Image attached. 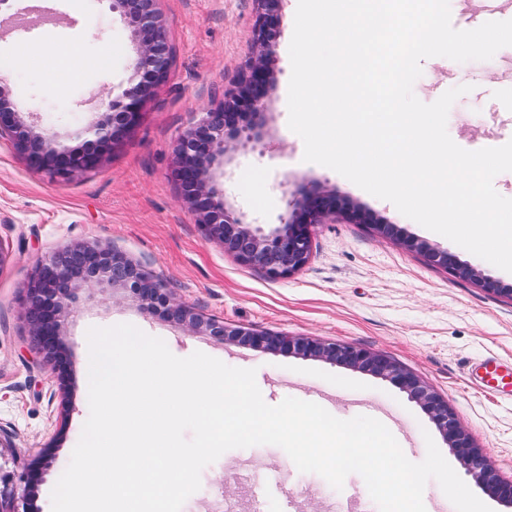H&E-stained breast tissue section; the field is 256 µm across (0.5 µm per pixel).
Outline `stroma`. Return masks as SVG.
Here are the masks:
<instances>
[{"mask_svg":"<svg viewBox=\"0 0 512 512\" xmlns=\"http://www.w3.org/2000/svg\"><path fill=\"white\" fill-rule=\"evenodd\" d=\"M298 0H285L277 38V83L262 118L263 138L230 151L212 169L219 191L247 224L274 227L290 193L320 186L348 196L402 234L448 250L502 286L505 272L402 215L337 172L303 160L304 143L288 127L289 45ZM171 47L166 81L141 125L95 170L53 180L31 169L0 136V468L12 475L13 505L24 508L28 465L50 454L36 512H52L51 493L89 416L87 331L129 323L165 341L178 357L201 351L226 365L252 368L266 403L294 397L336 418L381 421L407 458L423 461L433 439L455 472L463 467L428 414L389 381L295 355L222 345L154 316L122 291L84 297L66 327V357L47 364L24 317L25 288L55 251L79 241L112 246L146 267L176 300L207 317L355 345L390 356L419 376L457 414L473 442L512 481V399L468 380L473 362L512 360V298L451 276L425 258L345 220L318 224L306 265L273 279L206 239L174 178L176 144L202 113L219 107L250 59L256 0H160ZM452 24L471 30L512 20V0H450ZM38 25L32 46L15 33V12ZM131 33L108 0H13L0 12V79L22 114L54 112L56 140L86 137L102 109L130 86ZM465 85L447 130L475 151L512 140V49L492 59L423 63L413 90L424 103ZM379 512L363 478L342 489L298 470L274 445L232 449L201 472V487L181 512Z\"/></svg>","mask_w":512,"mask_h":512,"instance_id":"35a3bbf8","label":"stroma"}]
</instances>
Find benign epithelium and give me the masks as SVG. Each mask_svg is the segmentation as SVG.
Instances as JSON below:
<instances>
[{
	"instance_id": "7a95c632",
	"label": "benign epithelium",
	"mask_w": 512,
	"mask_h": 512,
	"mask_svg": "<svg viewBox=\"0 0 512 512\" xmlns=\"http://www.w3.org/2000/svg\"><path fill=\"white\" fill-rule=\"evenodd\" d=\"M111 2L112 12L125 20L132 33V86L121 98L112 101L106 119L97 125L93 138L75 146H56L55 135L27 122L15 109L9 91L0 86V135H8L28 164L41 172L68 178L96 168L140 125L148 99L168 76L171 51L158 8L159 0ZM257 3L253 26L255 52L235 88L224 96V104L204 112L181 137L175 177L206 238L221 243L225 252L240 261L261 267L270 277L283 278L306 264L311 251V228L316 224H329L343 218L366 224L387 236L398 234V229L318 187L291 197L280 224L269 231L243 223L221 198L213 180L212 166L220 156L238 145L261 141L260 126L252 118L265 111L268 92L275 85L273 62L283 0H257ZM400 240L407 251L423 255L432 265L459 278L475 280L488 291L512 296V288H504L498 281L481 276L448 251L413 237L402 236ZM116 288L124 290L150 313L181 324L191 334L209 336L224 344L317 358L391 382L431 417L466 473L489 496L512 505V481L499 478L493 462L475 447L470 434L448 407V401L389 356L350 344L257 331L205 317L189 305L172 301L161 283L140 263L94 242H79L55 252L36 268L27 284L25 317L35 345L47 362L52 363L61 355L64 322L80 303L82 292ZM50 463L51 458L44 455L29 471V498H34Z\"/></svg>"
}]
</instances>
